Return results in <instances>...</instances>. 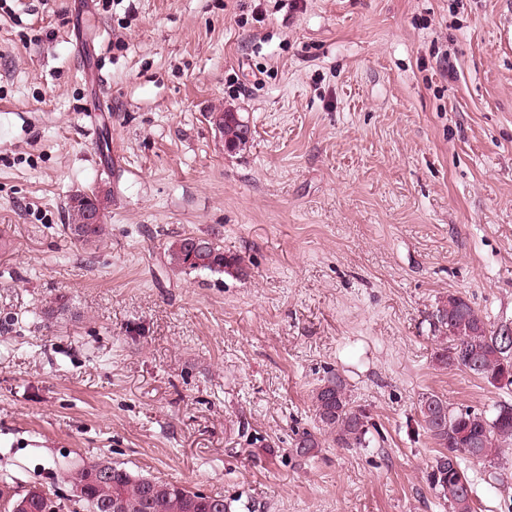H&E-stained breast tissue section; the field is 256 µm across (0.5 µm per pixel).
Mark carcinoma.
Masks as SVG:
<instances>
[{"instance_id":"cac0c4a2","label":"carcinoma","mask_w":512,"mask_h":512,"mask_svg":"<svg viewBox=\"0 0 512 512\" xmlns=\"http://www.w3.org/2000/svg\"><path fill=\"white\" fill-rule=\"evenodd\" d=\"M224 136V149L239 151L250 139L248 123L239 112H219L213 117ZM104 199L97 192L78 195L69 205L70 222L64 225L77 242L90 245L100 241L105 225L87 223L91 211H100ZM184 235L172 241L165 251L172 268L184 271H207L214 274H238L240 258L227 255L214 237H204V247L193 250ZM430 329L439 339L436 361L448 368L466 370L495 384L501 378L512 384V327L487 326L483 317L463 297L450 294L439 302L430 315ZM312 405L320 423V432L308 430L295 440L296 453L310 457L324 444L322 433L334 436L339 448H365L368 416L354 405L346 380L330 372L312 393ZM419 423L438 447L435 463L428 473L431 488L448 503L451 512H473L474 488L468 474V462L487 461L499 456L500 450L512 447V406L501 404L491 414L451 406L436 394H424L418 402ZM102 461H91L73 467L72 482L85 484ZM122 498L123 512H235L233 501L219 494H204L186 486L157 477L134 474L120 464H112V482L89 485L79 497L87 512H104L105 501ZM61 512V505L46 494L22 497L12 505V512Z\"/></svg>"}]
</instances>
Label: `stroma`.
<instances>
[{"label":"stroma","mask_w":512,"mask_h":512,"mask_svg":"<svg viewBox=\"0 0 512 512\" xmlns=\"http://www.w3.org/2000/svg\"><path fill=\"white\" fill-rule=\"evenodd\" d=\"M512 0H0V512L105 458L236 512H449L418 401L448 294L512 325ZM448 53L451 71L436 62ZM242 113L230 153L210 116ZM110 191L104 239L64 230ZM217 238L242 276L169 268ZM64 314L46 318L57 295ZM348 382L370 444L293 448ZM512 512V449L475 462Z\"/></svg>","instance_id":"stroma-1"}]
</instances>
